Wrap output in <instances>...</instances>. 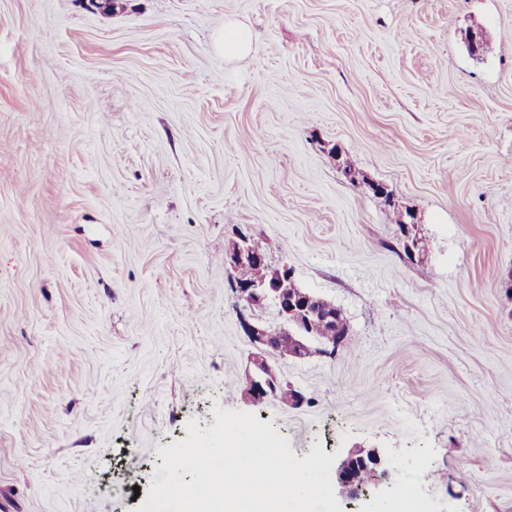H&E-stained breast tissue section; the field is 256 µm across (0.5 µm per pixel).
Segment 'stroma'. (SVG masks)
<instances>
[{
	"instance_id": "stroma-1",
	"label": "stroma",
	"mask_w": 512,
	"mask_h": 512,
	"mask_svg": "<svg viewBox=\"0 0 512 512\" xmlns=\"http://www.w3.org/2000/svg\"><path fill=\"white\" fill-rule=\"evenodd\" d=\"M239 231L347 319L270 358L308 406L242 397ZM217 406L378 449L382 512H512V0H0V512H135ZM228 40L231 42L230 52H232L235 57L244 58L249 54L251 49V36L245 27L234 21L224 23L225 46Z\"/></svg>"
}]
</instances>
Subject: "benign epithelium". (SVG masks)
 Here are the masks:
<instances>
[{"label": "benign epithelium", "mask_w": 512, "mask_h": 512, "mask_svg": "<svg viewBox=\"0 0 512 512\" xmlns=\"http://www.w3.org/2000/svg\"><path fill=\"white\" fill-rule=\"evenodd\" d=\"M403 250L411 258L420 255V237L418 224L409 222L402 234ZM266 262V256L253 250L250 236L239 233L231 240L224 251V264L233 270L251 268L255 275L234 285L238 298L251 309H260L267 305L276 308L281 325L271 328L261 322L245 323V332L255 347L250 368L245 377L242 395L253 404H260L274 397L281 381L269 361L271 353L288 346V355L304 359L313 353L309 337L330 327L333 329L331 344L323 345L322 351L332 354L348 332V324L341 309L322 297L307 290L290 292L285 288L293 280L290 268L282 267L280 281L268 282L258 273ZM370 459L374 463L371 481L388 476L384 460L374 449L362 448L351 451L336 468V483L350 489L352 495L363 492V484L358 482L353 469L357 459Z\"/></svg>", "instance_id": "7a95c632"}]
</instances>
